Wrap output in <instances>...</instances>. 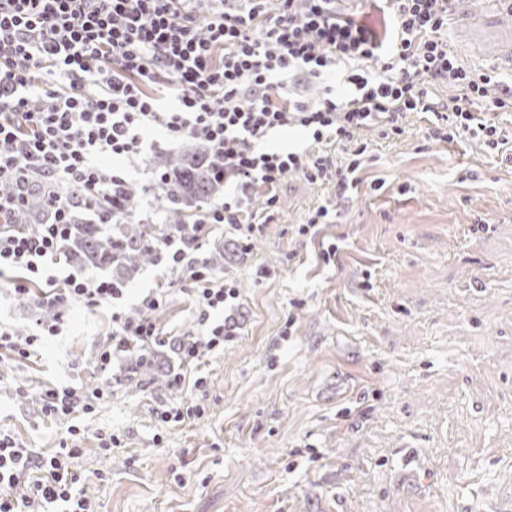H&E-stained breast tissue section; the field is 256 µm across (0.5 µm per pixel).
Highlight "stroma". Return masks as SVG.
Listing matches in <instances>:
<instances>
[{
    "label": "stroma",
    "instance_id": "obj_1",
    "mask_svg": "<svg viewBox=\"0 0 512 512\" xmlns=\"http://www.w3.org/2000/svg\"><path fill=\"white\" fill-rule=\"evenodd\" d=\"M507 8L460 0L448 20L460 60L505 81ZM405 125L400 138L371 139L361 183L324 228L336 264H317L292 236L332 199L294 177L248 255L223 227L205 237L202 255L225 251L241 301L213 315L240 334L196 369L208 379L201 416L154 415L195 395L172 385L181 366L170 347L155 354L153 385L112 383L97 358L111 311L76 307L30 360L0 367V429L45 455L69 426L83 431L75 467L100 512H512V162L475 140H423L426 114ZM478 219L488 231L472 233ZM160 285L173 294L158 322L175 340L193 326L178 272L143 266L124 308ZM295 298L303 308L291 309ZM105 380L95 412L41 416V386ZM19 385L26 398L13 397ZM101 429L123 449L100 455Z\"/></svg>",
    "mask_w": 512,
    "mask_h": 512
}]
</instances>
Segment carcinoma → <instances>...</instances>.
Instances as JSON below:
<instances>
[{
  "mask_svg": "<svg viewBox=\"0 0 512 512\" xmlns=\"http://www.w3.org/2000/svg\"><path fill=\"white\" fill-rule=\"evenodd\" d=\"M156 168L164 174L158 189L170 202L187 208L211 201L223 186L214 177L220 161L202 143H193L183 154L157 157ZM166 232L165 227L147 224H114L108 206L99 210L96 224L73 221L62 242V255L78 268L110 267L120 281L155 260L156 241Z\"/></svg>",
  "mask_w": 512,
  "mask_h": 512,
  "instance_id": "carcinoma-1",
  "label": "carcinoma"
}]
</instances>
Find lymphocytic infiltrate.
Masks as SVG:
<instances>
[{"label":"lymphocytic infiltrate","mask_w":512,"mask_h":512,"mask_svg":"<svg viewBox=\"0 0 512 512\" xmlns=\"http://www.w3.org/2000/svg\"><path fill=\"white\" fill-rule=\"evenodd\" d=\"M211 2L201 16L196 0H0V184L13 187L0 192L7 296L54 311L121 298L112 280L83 271L43 276L44 264L58 260L73 205L97 210L116 197L126 179L101 160L137 163L145 129L159 128L172 141H206L232 192L193 216L189 240L178 246L168 237L158 247L160 259L180 270L197 316L199 333L178 343L188 363L200 348L235 337L233 327L210 320L239 298L234 280L199 254L214 226L249 252L288 177L330 185L335 204L348 201L367 160L362 131L376 126L382 138L399 136L407 114L425 112L433 117L428 139L477 136L497 149L498 128L480 112L512 110V84L491 95L493 75L464 65L448 48V16L458 0H371L375 26L342 11L338 0ZM339 73L352 93H309V85ZM440 87L447 97H438ZM277 129L310 132L312 150H258ZM323 142L336 143L345 161L318 151ZM37 190L45 211L41 231L31 232L18 219ZM258 197L259 214L251 209ZM333 206H317L296 226L300 245L316 246L317 226L336 217ZM316 248L324 264L335 262L338 244ZM168 296L155 288L137 316L113 313L98 351L102 366L163 342L156 315ZM57 331L54 319H35L33 333L22 338L0 326V363L29 360L41 337ZM103 396L100 388L48 385L38 392L47 417L92 412ZM82 453L75 442L46 457L0 434V512H95L72 467Z\"/></svg>","instance_id":"1"}]
</instances>
